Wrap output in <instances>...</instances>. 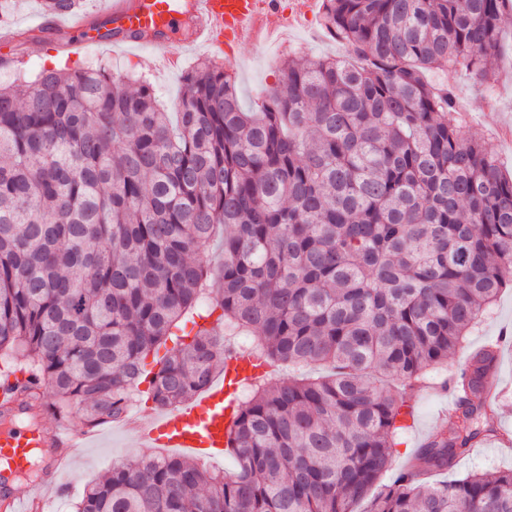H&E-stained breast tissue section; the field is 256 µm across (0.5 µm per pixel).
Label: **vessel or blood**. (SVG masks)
I'll list each match as a JSON object with an SVG mask.
<instances>
[{"instance_id": "b4317fda", "label": "vessel or blood", "mask_w": 512, "mask_h": 512, "mask_svg": "<svg viewBox=\"0 0 512 512\" xmlns=\"http://www.w3.org/2000/svg\"><path fill=\"white\" fill-rule=\"evenodd\" d=\"M315 4L316 0H296L294 10L286 13L280 0H112L108 16L120 33L97 38L96 43L111 52L137 44L163 47L183 32L189 43L228 50L260 32L278 38L282 17L300 19ZM255 374L247 360L229 359L223 379L210 386L196 405L162 415L135 414L125 426L140 440L221 460L234 418L232 393L239 381ZM92 441L91 433L67 424L35 429L14 423L1 430L0 512H41L50 496H62L67 470ZM36 448L48 451L44 475L31 483L28 495H16L14 480L28 469Z\"/></svg>"}]
</instances>
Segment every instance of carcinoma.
<instances>
[{
  "mask_svg": "<svg viewBox=\"0 0 512 512\" xmlns=\"http://www.w3.org/2000/svg\"><path fill=\"white\" fill-rule=\"evenodd\" d=\"M511 17L512 0H323L347 56L288 54L255 111L211 58L172 112L148 79L102 66L0 88V383L21 372L34 418L117 422L147 378L175 408L224 371L231 337L312 371L242 390L234 473L132 460L77 512H512V469L433 479L503 436L487 345L460 368L451 427L380 482L409 389L512 283V175L466 133L450 84L497 81ZM217 309L221 334L200 324L158 356Z\"/></svg>",
  "mask_w": 512,
  "mask_h": 512,
  "instance_id": "1",
  "label": "carcinoma"
}]
</instances>
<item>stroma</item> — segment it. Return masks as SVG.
<instances>
[{"instance_id":"35a3bbf8","label":"stroma","mask_w":512,"mask_h":512,"mask_svg":"<svg viewBox=\"0 0 512 512\" xmlns=\"http://www.w3.org/2000/svg\"><path fill=\"white\" fill-rule=\"evenodd\" d=\"M112 0H87L84 11L62 17L59 28L49 38L37 41L22 40V32L32 30L44 13L40 0H0V19L7 28L17 32L9 53L18 57L20 66L0 65V87L13 85L18 79H34L48 65L49 58L58 64L71 67H107L114 76L133 78L148 77L166 104H174L181 94L184 75L198 60L218 57L234 72L238 90L245 104L257 102L268 91L278 87L280 69L287 51H295L310 59L322 56H342L343 45L329 39L321 26V9H314L307 29L292 33L287 48L260 46L253 43L242 45L234 56L214 54L204 46H186L182 49L180 66L172 70L162 64L163 52L145 45L134 50H121L116 55L102 56L96 52L72 53L71 40L79 38L73 29V21L98 23L107 26V12ZM499 69L502 73L498 83L479 86L469 75H459L455 83V94L462 109L467 113L474 131L482 136L488 149L507 169H512V50L504 49ZM501 342L502 347L496 368L502 382L500 409L494 422L496 427L512 432V287L503 289L486 312L481 325L466 338L465 350L450 355L447 364L439 366L428 382L427 389L416 395L411 403V415L403 429L399 430L392 469L383 480L391 482L396 474L405 469L416 449L437 429L450 425L446 414L452 398L449 391L440 387L441 382L453 380L461 366L466 349L488 343ZM99 440L95 447L86 449L68 473L66 481L69 494L59 499L60 512H74V504L86 485L97 480L99 475L112 466L130 460L152 456L153 450L145 443L121 430L116 424L99 426ZM512 468V450L499 448L492 442L483 443L460 459L455 475L470 472L495 474Z\"/></svg>"}]
</instances>
